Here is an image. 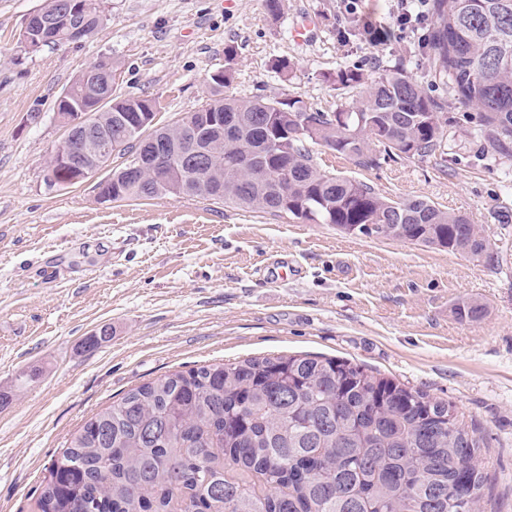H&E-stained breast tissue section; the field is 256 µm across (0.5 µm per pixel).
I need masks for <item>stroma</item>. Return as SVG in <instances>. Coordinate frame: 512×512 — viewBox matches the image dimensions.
I'll return each mask as SVG.
<instances>
[{"label":"stroma","instance_id":"stroma-1","mask_svg":"<svg viewBox=\"0 0 512 512\" xmlns=\"http://www.w3.org/2000/svg\"><path fill=\"white\" fill-rule=\"evenodd\" d=\"M43 2L0 0V512H24L71 435L132 388L277 354L349 360L455 403L484 441L482 512H512V221H501L512 218V176L482 161L478 142L372 170L316 156L389 198L465 212L494 267L197 196L103 201L100 171L69 186L47 179L67 134L56 100L100 57L113 61L118 93L156 100L167 125L209 100L229 46L225 93L236 98L287 94L331 111L337 64L371 73L396 54L447 97L416 36L388 48L338 42L346 0H282L277 18L264 0H97L94 35L32 52L19 35ZM305 16L317 27L299 45L291 28ZM282 58L295 64L287 79L271 69ZM470 300L487 308L479 322L455 314ZM105 325L111 336L87 348Z\"/></svg>","mask_w":512,"mask_h":512}]
</instances>
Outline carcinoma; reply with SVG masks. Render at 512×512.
<instances>
[{"label": "carcinoma", "instance_id": "obj_1", "mask_svg": "<svg viewBox=\"0 0 512 512\" xmlns=\"http://www.w3.org/2000/svg\"><path fill=\"white\" fill-rule=\"evenodd\" d=\"M70 4L93 27L95 0H45L54 15ZM424 51L434 80L448 86L469 126L457 127L413 78L406 60L369 79L339 66L327 81L336 110L297 97L224 95L234 80V50L210 75L211 98L171 126L155 127L157 103L102 100L106 88L78 75L56 112L77 114L112 138V150L137 144L169 148V177H125L112 168L98 189L112 200L203 196L229 206L327 224L345 235L399 240L494 261L489 239L461 212L418 197L390 199L371 184L319 169L322 147L361 169L394 156L427 160L460 146L467 133L482 157L512 172V0H429ZM340 37L368 43L373 30L356 17ZM201 112L224 113V139L207 145L210 165L188 169L181 145ZM486 306L457 307L478 322ZM484 442L458 407L422 389L335 358L273 355L200 366L143 383L88 419L45 467L26 512H479L488 481L476 459Z\"/></svg>", "mask_w": 512, "mask_h": 512}]
</instances>
